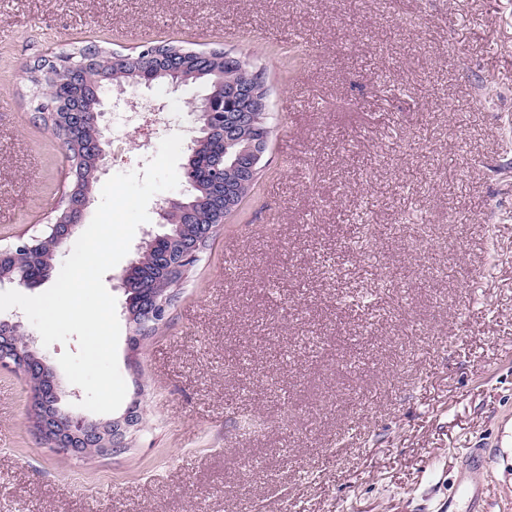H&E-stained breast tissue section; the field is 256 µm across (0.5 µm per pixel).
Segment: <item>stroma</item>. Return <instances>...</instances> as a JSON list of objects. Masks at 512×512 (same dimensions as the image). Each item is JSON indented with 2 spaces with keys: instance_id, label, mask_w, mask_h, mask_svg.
<instances>
[{
  "instance_id": "1",
  "label": "stroma",
  "mask_w": 512,
  "mask_h": 512,
  "mask_svg": "<svg viewBox=\"0 0 512 512\" xmlns=\"http://www.w3.org/2000/svg\"><path fill=\"white\" fill-rule=\"evenodd\" d=\"M168 42L261 72L258 183L138 349L104 276L125 450L41 440L0 366V512H512V0H0L1 245L73 181L28 69ZM205 93L150 91L175 131ZM163 137L113 128L100 181Z\"/></svg>"
}]
</instances>
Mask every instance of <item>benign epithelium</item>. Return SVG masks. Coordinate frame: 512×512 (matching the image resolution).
<instances>
[{"label": "benign epithelium", "mask_w": 512, "mask_h": 512, "mask_svg": "<svg viewBox=\"0 0 512 512\" xmlns=\"http://www.w3.org/2000/svg\"><path fill=\"white\" fill-rule=\"evenodd\" d=\"M201 57L202 53L198 51L186 50L174 59L159 52L158 46L149 45L138 52L112 53V64L116 68L132 65L139 71L156 62H162L165 67L158 70V73L174 75V79L168 81V84L177 87L184 83L189 66L196 64ZM97 61V49L89 47L83 49L81 59L76 62L60 55L41 62L30 71V75L39 77L45 74L52 77L59 64L67 69L66 79H57L45 88L46 102L41 107L48 112L55 111L57 107L63 108L65 123L63 129L57 133V138L62 142L74 140L77 129L88 117H93L101 137L87 145V151L92 155L95 168L100 171L110 143L106 136V132L110 131V124L104 122L107 110L103 108L101 98L98 99V110L87 112L83 109L82 102L87 94V85L80 82L82 74L94 68ZM142 84L152 85L153 77L144 76L140 80H134L127 88L116 87L115 102H128L138 97L136 89ZM257 110L270 111L268 90L263 79L256 77L250 82H243L236 78H227L222 72L216 73L212 91L192 104L191 111L198 114L199 126L194 129L195 136L191 138L188 148H200L209 136L216 133L224 136L225 145L229 147L242 145L235 153L232 165L240 169L245 180L253 181L261 169V162L269 144V137L254 133L251 117ZM225 162L224 152L214 159L210 184L204 197H196L195 202H189V198L195 197L197 185L187 180L181 197L164 199L157 204L156 213L164 224L176 211L189 213L195 203H204L210 210L212 221L201 226L198 242L180 248L178 263L185 268L196 262L201 245L209 241L217 225L224 223L225 213L236 209L235 194L224 190ZM90 203L91 199L80 194L76 185L66 193L65 205L60 214L53 223L46 225L50 233L49 240L53 242L55 250H61L76 234ZM37 239L36 235L25 239L20 237L16 243L0 247V263L9 262L16 266L22 264L27 251L33 248L32 242ZM169 311L170 305L165 299L153 297L148 302L147 321L164 323L168 319ZM0 326L14 330V335L0 338V366H9L22 372L34 388L35 405L42 408L37 430L42 440L77 457L107 456L127 447V433L141 423V413L138 410L130 407L120 417L106 422L73 415L71 409L64 405V399L70 397L77 400L80 398L79 392L62 388L54 368L39 352L36 337L26 332L22 316L16 314L11 320H1Z\"/></svg>", "instance_id": "7a95c632"}]
</instances>
